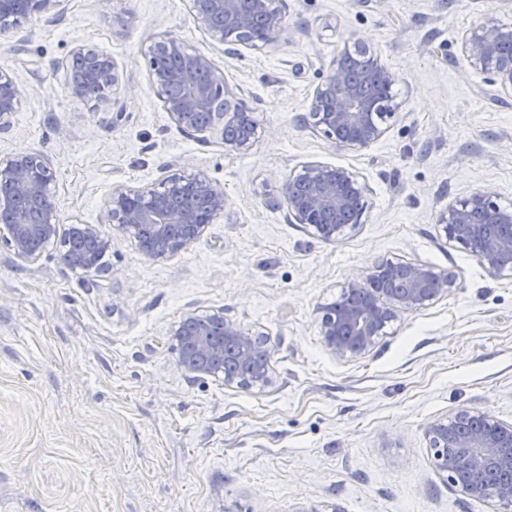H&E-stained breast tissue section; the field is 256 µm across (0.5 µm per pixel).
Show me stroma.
I'll use <instances>...</instances> for the list:
<instances>
[{
	"instance_id": "35a3bbf8",
	"label": "stroma",
	"mask_w": 512,
	"mask_h": 512,
	"mask_svg": "<svg viewBox=\"0 0 512 512\" xmlns=\"http://www.w3.org/2000/svg\"><path fill=\"white\" fill-rule=\"evenodd\" d=\"M286 31L229 53L190 0H101L0 33V70L24 101L0 157L37 150L56 172L63 227L112 242L104 272L35 261L0 241V512H493L434 465L426 425L462 408L512 423V279L490 277L436 224L488 188L512 204V94L465 67L463 35L512 0H279ZM223 68L255 112L249 153L228 156L170 118L144 53L166 35ZM367 43L399 80L387 133L362 151L305 123L344 45ZM90 46L130 88L120 108L70 95L62 69ZM367 182L359 226L335 243L290 223L279 187L307 162ZM200 171L223 215L177 255L153 260L100 216L113 187ZM452 271L448 298L402 316L357 358L323 344L320 304L375 263ZM191 310L266 335L271 384L241 388L177 365L168 331Z\"/></svg>"
}]
</instances>
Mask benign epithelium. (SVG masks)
Returning <instances> with one entry per match:
<instances>
[{
  "label": "benign epithelium",
  "instance_id": "1",
  "mask_svg": "<svg viewBox=\"0 0 512 512\" xmlns=\"http://www.w3.org/2000/svg\"><path fill=\"white\" fill-rule=\"evenodd\" d=\"M63 0H0V32L18 27L33 17L60 11ZM194 21L219 41L245 48L269 45L285 31L274 0H191ZM512 24L492 19L464 36L462 55L467 66L489 83L512 93ZM149 74L170 118L199 141L218 138L229 156L248 152L259 124L228 86L224 70L211 58L192 52L178 38L162 37L146 50ZM68 92L86 98L87 87L97 88V99L117 103L121 82L112 58L94 48L77 47L63 65ZM395 72L383 65L369 46L355 42L343 48L317 84L309 106L311 127L338 150H363L379 141L390 127L401 103L397 102ZM115 98H110V95ZM224 111L211 112L206 122L195 115L210 112L215 100ZM22 91L15 77L0 70V130L10 126L20 109ZM55 171L39 151L11 154L0 159V239L17 257L34 261L50 246L60 244L61 220L55 203ZM170 181L189 183L207 207L198 215L180 205L166 190L118 186L112 189L100 220L126 233L149 224L152 233L137 238L149 258L176 255L196 241L208 224L224 212L223 186L201 172L175 173ZM280 194L294 224L334 243L356 227L366 207L367 184L347 168L311 162L280 186ZM446 240L457 243L478 259L494 278H512V207L498 202L492 190L474 192L455 200L436 219ZM71 230L93 240L94 249L70 255L63 262L73 270H90L111 240L89 225ZM456 276L432 266L397 260L384 261L351 278L339 297L318 307L326 348L339 357H358L374 349L386 328L400 315L415 312L450 295ZM169 336L177 365L185 372L213 376L219 373L210 360L230 347L237 360L250 368L249 386L271 381L267 362L273 346L268 339L227 319L221 312L189 311ZM436 471L446 475L459 491L473 500L490 501L494 512H512V424L485 411L459 409L425 428Z\"/></svg>",
  "mask_w": 512,
  "mask_h": 512
}]
</instances>
